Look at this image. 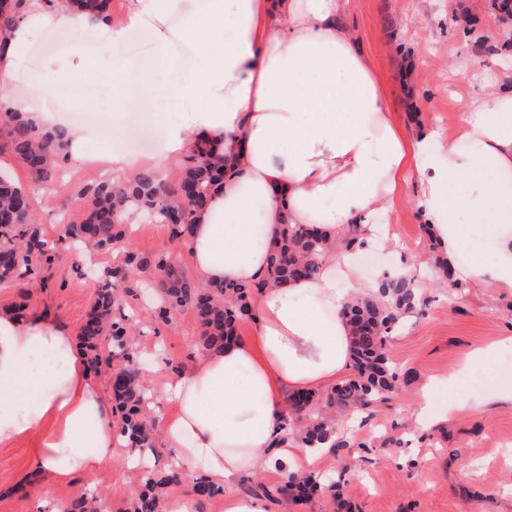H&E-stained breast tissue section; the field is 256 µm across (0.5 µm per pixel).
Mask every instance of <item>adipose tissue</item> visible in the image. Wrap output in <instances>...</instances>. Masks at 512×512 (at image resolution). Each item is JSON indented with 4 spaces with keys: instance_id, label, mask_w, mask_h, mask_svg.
<instances>
[{
    "instance_id": "1",
    "label": "adipose tissue",
    "mask_w": 512,
    "mask_h": 512,
    "mask_svg": "<svg viewBox=\"0 0 512 512\" xmlns=\"http://www.w3.org/2000/svg\"><path fill=\"white\" fill-rule=\"evenodd\" d=\"M347 0H134L124 25L103 28L112 75L140 62L119 46L147 27L169 84L146 77L143 91L177 98L163 158L211 140L226 159L224 182L195 218L187 257L204 282L255 283L267 274L281 225L306 224L340 240L350 225L364 245L390 244L393 200L412 174L424 189L417 207L458 279L512 290V88L464 103L458 133L417 137L397 125L371 60L343 24ZM0 52V98L36 22L68 29V65L43 82L70 83L92 68L91 18L40 0ZM354 253L328 252L318 273L257 291L249 335L199 354L169 374L164 398L175 411L162 437L189 470L224 485L225 512H266L258 496L234 492L243 476L315 474L327 448L279 444L286 399L334 386L354 367L345 309L374 295ZM36 443L33 473L55 484L109 468L125 441L112 421L109 392L92 378L73 330L34 312L0 307V447Z\"/></svg>"
}]
</instances>
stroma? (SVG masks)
<instances>
[{"instance_id": "1", "label": "stroma", "mask_w": 512, "mask_h": 512, "mask_svg": "<svg viewBox=\"0 0 512 512\" xmlns=\"http://www.w3.org/2000/svg\"><path fill=\"white\" fill-rule=\"evenodd\" d=\"M497 4L498 0H349L342 21L375 64L391 108L409 135H418L431 124L453 134L461 101L480 98L503 80L505 57L512 53V21L501 20ZM52 35L70 38L65 30L39 25L15 70L10 99L0 107L43 112L76 93L82 102L77 122L111 111L109 55L99 50L96 67L80 91L68 86L44 89L47 64L65 62L63 53L44 46ZM457 57L479 59L480 65L454 75L448 65ZM168 108L159 99L143 100L120 148L134 156L155 153L164 132L152 117ZM0 166L13 167L17 179L31 185L40 231L58 245L52 277L44 278L38 270L0 287V307L21 304L26 311L46 314L77 330L104 272L123 265L127 252L187 266L185 246L172 239L165 224L139 225L123 245L97 252L92 266L64 243L66 225L82 221L89 209L87 200L77 196L79 188L109 176L102 165L61 161L58 177L48 188L32 185L10 151L0 150ZM421 191L414 178L397 199L392 229L404 249L398 256L388 249L375 252L376 266L399 260L415 266L426 262L430 242L414 205ZM422 295V306L403 319L387 348L394 366L407 374V383L386 401L357 414L351 430L355 447L346 449L342 459H328L325 469L334 473L356 512H512L511 401L495 397L483 408L452 415V398L443 393L434 396L433 408L445 415V422L426 429L414 419L424 377L455 373L470 350L512 336V291L476 288L461 280L451 284L441 278L423 281ZM119 305L133 314L143 366L152 365L159 355L185 369L193 364L200 353L193 311L178 310L160 320L154 302L137 290L122 296ZM30 457V446L0 447V512H38L40 493L71 501L89 490L104 494L107 512H127L139 490L137 468L120 461L92 482H47L37 490L32 486Z\"/></svg>"}]
</instances>
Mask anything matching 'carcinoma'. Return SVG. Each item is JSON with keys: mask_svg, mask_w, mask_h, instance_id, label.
<instances>
[{"mask_svg": "<svg viewBox=\"0 0 512 512\" xmlns=\"http://www.w3.org/2000/svg\"><path fill=\"white\" fill-rule=\"evenodd\" d=\"M30 0H0V35H7ZM110 0H42L47 8L65 7L78 16H89L104 24L111 21ZM6 147L42 186L57 178L58 160L69 146L67 130L34 123L22 112H7ZM213 145L198 141L172 175L145 169L124 181H100L83 187L78 195L88 198L86 218L69 224L66 239L75 247L103 250L121 243L130 221L143 215L151 222L169 224L173 237L185 243L193 233L194 215L203 208L214 189L224 182V167L210 158ZM330 242L303 224H284L270 250L267 276L255 285L236 283L203 284L187 275L180 266L161 257L129 253L126 266L105 274L91 310L80 327L84 349L91 352L88 364L94 371L110 359L124 361L123 379L109 383L116 402L120 433L134 450L154 448V423L144 410L145 388L130 339L131 317L120 308L118 299L136 284L135 276L156 274L159 315L182 308L193 311L201 328L199 347L213 350L237 335L241 322L252 316L250 300L255 290L281 284L290 278H309L319 269ZM56 259L55 246L48 244L35 224L32 191L12 174L0 171V285H9L31 274L33 261L50 267ZM422 303L415 276L385 279L379 297L364 296L349 305L345 315L355 334L356 374L319 394H297L287 399L284 438L311 447L326 445L336 451L352 448L336 429L338 412L366 409L395 392L400 373L386 354L388 335L399 319ZM178 471L163 473L153 467L140 469L144 490L134 499L132 512H167L163 488L177 481ZM335 489L336 483H322L313 477L288 474L268 497L309 498L317 489ZM198 498H212L223 488L207 480L192 486Z\"/></svg>", "mask_w": 512, "mask_h": 512, "instance_id": "1", "label": "carcinoma"}]
</instances>
